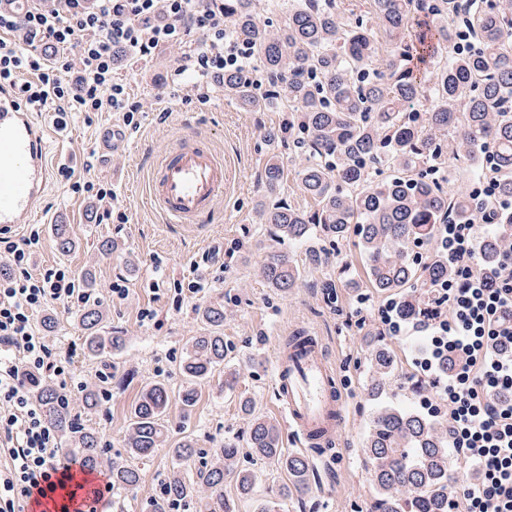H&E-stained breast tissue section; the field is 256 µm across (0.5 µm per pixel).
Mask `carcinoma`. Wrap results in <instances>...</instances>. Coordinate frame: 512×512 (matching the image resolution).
<instances>
[{"mask_svg":"<svg viewBox=\"0 0 512 512\" xmlns=\"http://www.w3.org/2000/svg\"><path fill=\"white\" fill-rule=\"evenodd\" d=\"M253 0H224L231 31L252 47L257 67L269 74L275 90L264 97L254 92L245 72L224 73V94L243 108L260 111L280 105L288 115V130L298 134L309 160L296 171L312 205L285 202L259 205V223L273 224L279 238L306 242L314 227L330 239H342L355 225L358 246L366 261L369 284L379 293L429 288L448 276V265L436 254L418 261L409 249L433 243L434 225L450 217H470L473 196L451 195L431 177V167L445 155L469 164V179L485 168L497 176L499 197L512 199V0H371L374 23L352 17L334 0H289L285 23L275 29L261 22ZM432 18L431 34L410 38L415 13ZM476 41L470 51L456 53L463 33ZM412 57L432 60L429 73L419 77L408 66ZM423 100L424 112L413 111ZM448 144H443V137ZM285 177L278 156L265 165L269 196ZM62 252L75 241L67 225H54ZM504 237L494 230L480 238L486 261L498 256ZM268 285L286 291L301 276L297 264L281 252L271 253L262 269ZM214 327L197 338L181 363L185 386L178 400L185 416L193 412L201 386L224 363V310L204 311ZM103 312L92 304L81 311L84 349L95 358H110L125 340L103 330ZM393 366L391 353L375 352L373 370L379 377ZM31 388L46 416L63 437L59 452L90 470L104 469L112 485L133 489L138 469L115 461L98 436L84 428L51 383L31 380ZM170 395L166 386H148L133 407L127 447L146 458L164 441L163 415ZM249 447L272 459L293 480L295 491L306 486L308 463L280 446L276 425L256 418ZM239 452L226 442L214 451L215 461L185 475L184 467L198 454L187 438L172 449L173 472L153 512H170L178 502L207 492L206 512H233L224 499V475L234 470ZM366 455L373 467L380 498L378 512H448V429L413 411L380 407L372 419Z\"/></svg>","mask_w":512,"mask_h":512,"instance_id":"obj_1","label":"carcinoma"}]
</instances>
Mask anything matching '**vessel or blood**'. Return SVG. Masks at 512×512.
<instances>
[{"mask_svg":"<svg viewBox=\"0 0 512 512\" xmlns=\"http://www.w3.org/2000/svg\"><path fill=\"white\" fill-rule=\"evenodd\" d=\"M48 128L19 89L0 85V233L30 222L41 212L51 183ZM231 171L209 138L185 129L155 161L147 196L170 224H200L223 197ZM275 389L281 411L299 444H334L342 396L322 348L314 338L275 358ZM80 512L81 501L60 494L33 496L28 512Z\"/></svg>","mask_w":512,"mask_h":512,"instance_id":"b4317fda","label":"vessel or blood"}]
</instances>
